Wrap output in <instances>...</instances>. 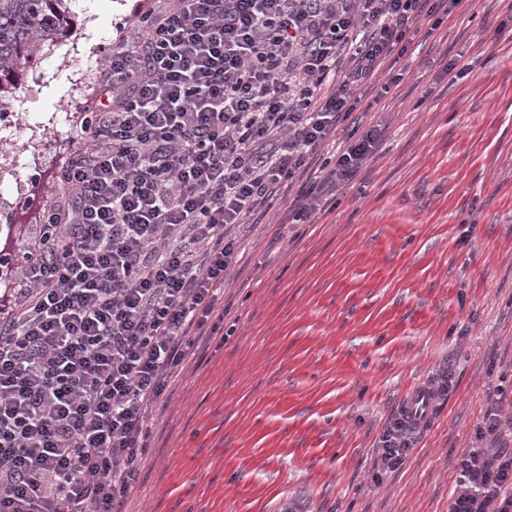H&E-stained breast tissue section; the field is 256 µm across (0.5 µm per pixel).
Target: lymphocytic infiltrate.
<instances>
[{"mask_svg": "<svg viewBox=\"0 0 512 512\" xmlns=\"http://www.w3.org/2000/svg\"><path fill=\"white\" fill-rule=\"evenodd\" d=\"M439 0H175L112 44L107 105L40 208L0 309V512H125L147 417L224 322L235 225L301 182L310 224L382 132L334 136ZM324 154L323 174L311 172ZM448 512H512V448H474Z\"/></svg>", "mask_w": 512, "mask_h": 512, "instance_id": "f902f5d3", "label": "lymphocytic infiltrate"}]
</instances>
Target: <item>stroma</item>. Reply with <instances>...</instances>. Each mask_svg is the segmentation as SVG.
I'll use <instances>...</instances> for the list:
<instances>
[{"label":"stroma","instance_id":"obj_1","mask_svg":"<svg viewBox=\"0 0 512 512\" xmlns=\"http://www.w3.org/2000/svg\"><path fill=\"white\" fill-rule=\"evenodd\" d=\"M172 0H70L59 38L9 75L0 110V252L38 234L86 111L107 98L102 46ZM512 0L419 19L404 82L366 92L374 157L312 224L284 192L240 225L224 337L188 350L128 512H448L487 413L512 419ZM462 77L448 83L443 60ZM440 390L393 471L374 467L410 388Z\"/></svg>","mask_w":512,"mask_h":512}]
</instances>
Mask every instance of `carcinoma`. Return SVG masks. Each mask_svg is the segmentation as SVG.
<instances>
[{
    "instance_id": "carcinoma-1",
    "label": "carcinoma",
    "mask_w": 512,
    "mask_h": 512,
    "mask_svg": "<svg viewBox=\"0 0 512 512\" xmlns=\"http://www.w3.org/2000/svg\"><path fill=\"white\" fill-rule=\"evenodd\" d=\"M69 0H0V73L20 68L67 25Z\"/></svg>"
}]
</instances>
